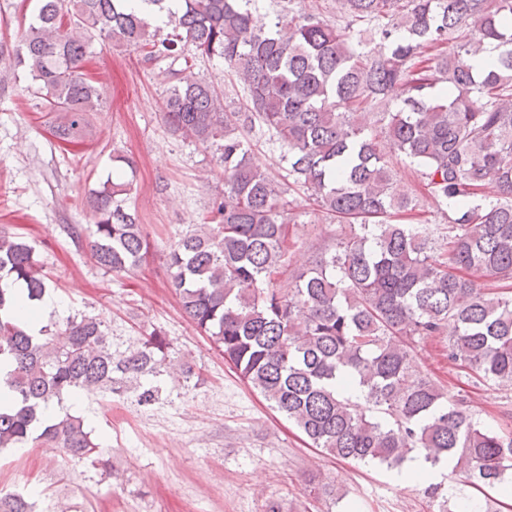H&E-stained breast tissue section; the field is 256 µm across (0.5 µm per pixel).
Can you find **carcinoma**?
<instances>
[{
    "label": "carcinoma",
    "instance_id": "obj_1",
    "mask_svg": "<svg viewBox=\"0 0 512 512\" xmlns=\"http://www.w3.org/2000/svg\"><path fill=\"white\" fill-rule=\"evenodd\" d=\"M39 0L15 49L37 94L66 121L49 126L73 142L100 94L84 71L90 46L130 48L146 62L190 49L221 59L247 93V111L192 66L170 72L162 110L171 131L215 149L224 199L181 237L166 265L181 309L238 376L292 421L315 448L341 459L400 467L413 453L454 461L459 481L499 487L512 477V433L482 425L467 400L418 366L420 341L448 337V361L475 383L512 389V0H338L343 23L321 13L276 15L252 0ZM172 34L160 38L163 27ZM379 39L384 51L369 42ZM498 49L483 70L474 59ZM383 113L392 149L414 165L446 205L448 233L394 218L415 209L394 179L364 109ZM260 127L280 144L295 187L350 234L320 250L286 288L272 276L295 221L278 183L253 160L244 137ZM90 200L88 246L107 272L127 274L149 242L123 202V167ZM478 274L489 282L478 286ZM0 449L31 443L111 473L85 418L48 414L83 391L158 399L157 377L177 366L166 337L152 334L117 355L95 316L41 323L48 277L35 249L0 231ZM183 377L194 375L188 364ZM362 388L364 404L347 396ZM448 512L441 486L422 489ZM23 493L0 496V512H32Z\"/></svg>",
    "mask_w": 512,
    "mask_h": 512
}]
</instances>
